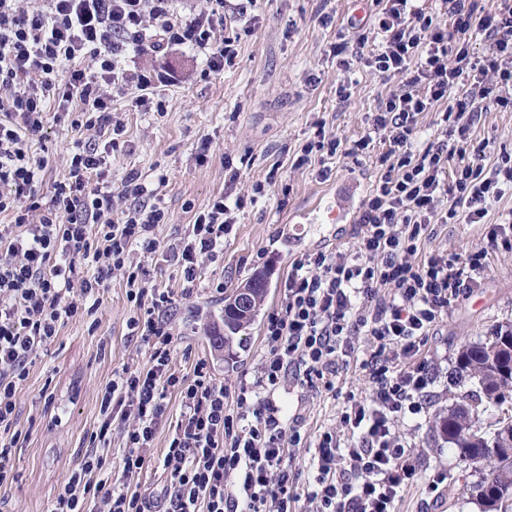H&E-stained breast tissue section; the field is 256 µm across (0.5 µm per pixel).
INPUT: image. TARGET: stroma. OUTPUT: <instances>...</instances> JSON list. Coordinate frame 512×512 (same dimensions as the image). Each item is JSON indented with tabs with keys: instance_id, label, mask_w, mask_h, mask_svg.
Returning a JSON list of instances; mask_svg holds the SVG:
<instances>
[{
	"instance_id": "1",
	"label": "stroma",
	"mask_w": 512,
	"mask_h": 512,
	"mask_svg": "<svg viewBox=\"0 0 512 512\" xmlns=\"http://www.w3.org/2000/svg\"><path fill=\"white\" fill-rule=\"evenodd\" d=\"M373 0H258L247 15L226 13L224 33L237 38V55L223 71L210 72L204 53L187 46L136 58V66L171 74L159 89L161 109L135 106L134 88L115 94L113 110L125 124V144L114 153L108 179L120 184L132 169L147 178L166 174L155 201L169 215L158 238L169 244L193 221L195 209L204 207L222 191L237 196L249 193L253 183L278 168L287 195L273 194L256 205L236 211L235 224L224 240V257L207 265L197 289L182 305L173 330L177 338L173 364L189 373L197 359H207L217 382L231 387L241 375L253 371L262 349L259 326L237 337L232 349L219 346L218 318L223 298L210 289L223 278L225 295L232 294L255 272L268 274L266 307L279 300L276 282L288 267L292 253L334 246L349 239L354 213L373 184L376 172L368 158L333 159V174L321 179L317 167L294 169L290 160L312 134V122L325 117L346 140L359 138L372 113L399 88L400 76H380L357 66L347 76L330 53L339 41L356 43L358 33L347 26L351 15H373ZM45 141L53 163L40 185L49 193L54 181L66 174L65 159L77 134L69 126L47 118ZM208 143L206 162L196 155ZM247 157L233 186L224 183L226 162ZM356 189L355 196L337 221L327 215L336 206L337 190ZM512 209L504 198L490 209L481 224L439 227L434 247L463 254L483 240L487 225L497 222L501 211ZM299 212L309 213L302 243L288 242L279 227ZM102 304L95 317L77 316L66 321L55 340L33 356L29 374L16 393L21 438L13 453V481L0 487V512H52L68 472L80 461L87 432L100 419L101 391L122 365L142 366L145 350L132 338L128 320L133 314L126 299L122 275H114L100 293ZM512 322V252L491 253L480 284L459 298L434 334L427 340V356L440 366L435 390L436 410L447 409L459 392L451 373L460 347L485 339L496 325ZM54 396L45 406L42 390ZM277 400L288 408H301L309 439L338 424L342 399L311 392L298 398L285 386ZM409 440L422 451L430 467L447 468L454 476L451 490L429 494L425 483L408 488L397 512H480L466 489L476 473L459 460L431 421L406 429Z\"/></svg>"
}]
</instances>
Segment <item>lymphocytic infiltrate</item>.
I'll return each mask as SVG.
<instances>
[{"mask_svg": "<svg viewBox=\"0 0 512 512\" xmlns=\"http://www.w3.org/2000/svg\"><path fill=\"white\" fill-rule=\"evenodd\" d=\"M0 0V433L15 428L16 391L34 354L65 321L94 315L113 274L126 283L128 327L148 353L147 365L114 371L101 395L100 423L88 437L53 512H396L405 490L426 480L430 491L448 471L425 476L419 451L399 425L421 420L434 404L436 372L422 357L448 309L479 284L491 252H512V210L459 256L433 247L443 224L483 223L493 203L512 196V149L476 138L484 103L512 112V0H441L443 14L417 0H374L373 21L356 46L332 48L345 72L355 62L402 85L373 113L364 135L347 141L327 125L291 165L373 154L378 177L363 199L353 248L295 253L279 281L280 299L261 325L264 352L252 379L226 388L207 360L192 375L173 366L172 320L180 305L153 282L158 251L181 278L196 284L205 264L224 255L234 211L269 196L276 172L250 196L221 195L196 211L179 239L161 245L168 214L153 199L167 182L130 170L119 186L105 179L124 125L112 90L134 87L136 106L154 91L127 67L130 53L191 46L222 71L236 55L223 37L224 0L181 20L173 0ZM482 36L486 51L469 48ZM377 47L366 50L368 42ZM80 111H70L72 102ZM78 131L67 174L40 193L48 156L32 149L44 135L47 103ZM436 113L437 139L419 144V118ZM379 152H371L372 143ZM125 208L113 217L116 201ZM367 343L359 347L356 337ZM367 377L368 395L341 391L349 370ZM299 392H344L338 427L308 441L303 417L275 399L285 384ZM181 413L163 457L165 483L143 494L136 481L168 407ZM121 438L120 476L107 467ZM313 445L308 469L296 463Z\"/></svg>", "mask_w": 512, "mask_h": 512, "instance_id": "lymphocytic-infiltrate-1", "label": "lymphocytic infiltrate"}]
</instances>
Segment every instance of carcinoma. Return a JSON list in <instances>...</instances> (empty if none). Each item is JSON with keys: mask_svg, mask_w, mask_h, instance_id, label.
<instances>
[{"mask_svg": "<svg viewBox=\"0 0 512 512\" xmlns=\"http://www.w3.org/2000/svg\"><path fill=\"white\" fill-rule=\"evenodd\" d=\"M267 288V276L259 271L243 285V289L251 293L249 307L237 312L230 302H225V348H230L236 335L247 330L260 314ZM456 364L467 373L468 379L478 385V389L461 396L447 411L437 413L435 423L446 436L448 444L460 453L467 446L475 449L483 447L481 440L468 443L459 439L476 424L473 415H480L491 407H500L512 399V383H498L494 379L498 366L507 368L512 364V325L499 324L486 339L464 344L458 351ZM504 469H512V460L489 459L485 462L480 479L469 486L468 491L481 512H512V489L503 485L498 476Z\"/></svg>", "mask_w": 512, "mask_h": 512, "instance_id": "obj_1", "label": "carcinoma"}]
</instances>
